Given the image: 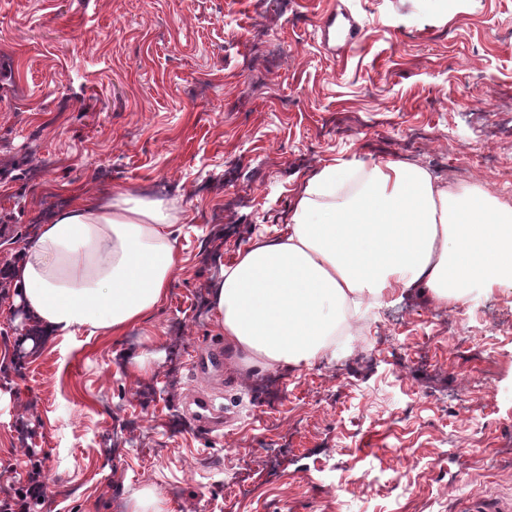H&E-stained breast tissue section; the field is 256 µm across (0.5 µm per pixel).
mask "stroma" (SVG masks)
<instances>
[{
	"instance_id": "35a3bbf8",
	"label": "stroma",
	"mask_w": 512,
	"mask_h": 512,
	"mask_svg": "<svg viewBox=\"0 0 512 512\" xmlns=\"http://www.w3.org/2000/svg\"><path fill=\"white\" fill-rule=\"evenodd\" d=\"M338 8L363 25L342 55L321 28ZM336 158L512 203V0H0V272L77 189L165 198L182 258L149 340L30 348L0 284V501L35 480L29 512H131L151 490L173 512H512L511 285L385 301L274 384L229 359L218 264L284 232Z\"/></svg>"
}]
</instances>
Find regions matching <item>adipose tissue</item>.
I'll use <instances>...</instances> for the list:
<instances>
[{"instance_id":"adipose-tissue-1","label":"adipose tissue","mask_w":512,"mask_h":512,"mask_svg":"<svg viewBox=\"0 0 512 512\" xmlns=\"http://www.w3.org/2000/svg\"><path fill=\"white\" fill-rule=\"evenodd\" d=\"M174 219L156 196L74 191L23 246L19 304L63 336L143 326L180 269ZM502 284L512 285V205L414 163L343 161L308 179L282 237L222 267L211 307L231 354L292 369L328 358L362 305L414 288L461 301Z\"/></svg>"}]
</instances>
